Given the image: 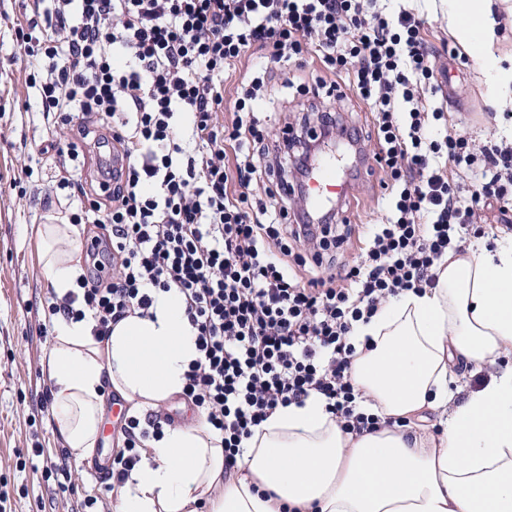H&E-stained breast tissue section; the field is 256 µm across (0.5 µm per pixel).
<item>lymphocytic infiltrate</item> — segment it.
Segmentation results:
<instances>
[{
    "label": "lymphocytic infiltrate",
    "instance_id": "obj_1",
    "mask_svg": "<svg viewBox=\"0 0 512 512\" xmlns=\"http://www.w3.org/2000/svg\"><path fill=\"white\" fill-rule=\"evenodd\" d=\"M376 2L33 0L16 28L27 82L70 136L41 148L73 171L60 186L80 206L64 219L96 230L92 268L47 311L92 318L102 341L112 324L148 315L155 293L178 289L198 351L185 396L221 434L228 473L255 428L314 393L345 433L384 426L351 379L355 326L434 286L456 234L477 232V211L512 223V143L476 151L449 127L430 104L440 85L425 21ZM254 56L265 67L236 78ZM311 60L326 75L297 85L299 126L269 135L260 108L274 101L270 65ZM344 83L375 114L377 224L291 207L321 143L337 137L353 151L367 141L330 107ZM104 152L119 173L100 165L83 177L88 155ZM174 424L128 415L113 482Z\"/></svg>",
    "mask_w": 512,
    "mask_h": 512
}]
</instances>
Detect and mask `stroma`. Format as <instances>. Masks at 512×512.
Instances as JSON below:
<instances>
[{
	"instance_id": "obj_1",
	"label": "stroma",
	"mask_w": 512,
	"mask_h": 512,
	"mask_svg": "<svg viewBox=\"0 0 512 512\" xmlns=\"http://www.w3.org/2000/svg\"><path fill=\"white\" fill-rule=\"evenodd\" d=\"M31 7L32 0H0V495L7 512H77L89 496L108 510L113 495L91 461L72 460L77 491L68 497L41 472L44 460L58 459L61 444L52 411L42 406L51 385L41 360L52 341L42 332L43 305L53 287L40 263L36 229L58 223L70 200L59 186L62 170L40 162V144L57 130L26 82L16 40V25ZM418 8L430 23L428 39L439 53L437 65L451 80L442 100L449 124L466 132L478 148L512 140V123L483 95L480 63L463 50L448 54L457 45L448 30V0H420ZM25 164L33 169L27 179L20 176ZM380 195L378 175L360 171L349 183L345 217L354 224L377 222ZM35 447L43 449V458L29 456Z\"/></svg>"
}]
</instances>
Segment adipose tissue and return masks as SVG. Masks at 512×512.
I'll use <instances>...</instances> for the list:
<instances>
[{
  "mask_svg": "<svg viewBox=\"0 0 512 512\" xmlns=\"http://www.w3.org/2000/svg\"><path fill=\"white\" fill-rule=\"evenodd\" d=\"M448 26L478 62L488 102L512 109V59L492 0H448ZM41 262L57 295L76 287L75 229L39 225ZM435 287L392 298L353 332L354 385L366 412L395 419L345 433L310 396L277 409L245 442L232 473L205 417L165 429L117 490L113 512H512V236L495 251L449 252ZM86 318H58L41 365L60 441L92 454L106 389L137 408L182 394L196 336L178 290L157 294L152 316H130L103 341ZM491 369L454 402L456 367ZM438 419L441 434L426 424Z\"/></svg>",
  "mask_w": 512,
  "mask_h": 512,
  "instance_id": "ef3b65f1",
  "label": "adipose tissue"
}]
</instances>
